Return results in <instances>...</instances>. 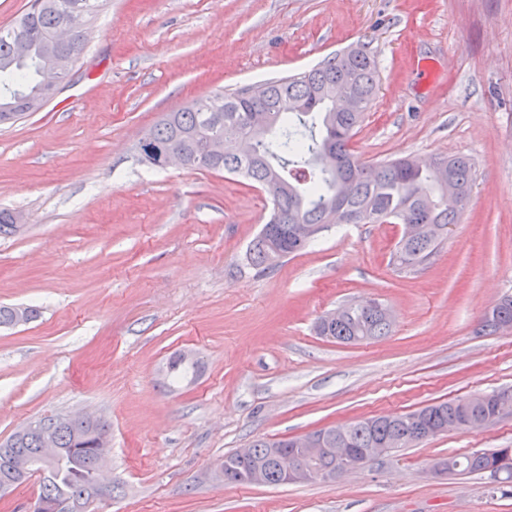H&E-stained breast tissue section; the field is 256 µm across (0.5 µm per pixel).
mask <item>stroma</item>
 I'll return each mask as SVG.
<instances>
[{
  "instance_id": "35a3bbf8",
  "label": "stroma",
  "mask_w": 512,
  "mask_h": 512,
  "mask_svg": "<svg viewBox=\"0 0 512 512\" xmlns=\"http://www.w3.org/2000/svg\"><path fill=\"white\" fill-rule=\"evenodd\" d=\"M353 46L379 86L351 149L368 163L464 156L474 184L422 265L400 224H331L272 269L245 254L267 194L206 169H157L140 141L211 92L306 71ZM0 441L50 414L111 427L98 512H512L489 475L431 474L512 448V414L393 451L336 482L224 484L253 441L512 389V0H100L81 60L39 110L0 125ZM376 300L388 336L340 343L319 317ZM196 371L166 377L171 357ZM496 314V315H495ZM510 322V323H504ZM512 296H505L495 305H493V314L491 317L487 316V311L482 318V327L485 332L497 333L501 332L500 324L502 328L511 330L512 329Z\"/></svg>"
}]
</instances>
